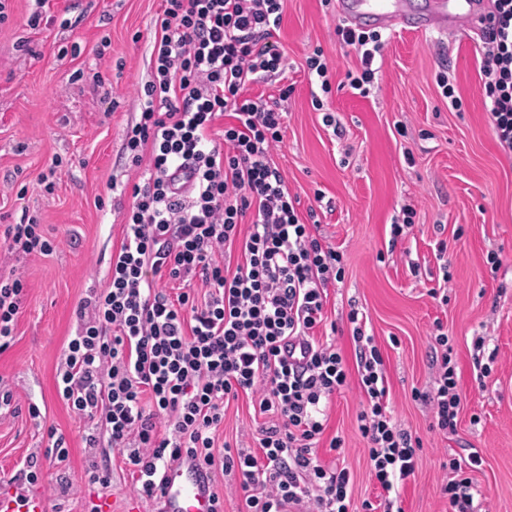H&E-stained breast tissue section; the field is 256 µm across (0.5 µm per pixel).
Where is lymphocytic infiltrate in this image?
Returning a JSON list of instances; mask_svg holds the SVG:
<instances>
[{
	"label": "lymphocytic infiltrate",
	"mask_w": 512,
	"mask_h": 512,
	"mask_svg": "<svg viewBox=\"0 0 512 512\" xmlns=\"http://www.w3.org/2000/svg\"><path fill=\"white\" fill-rule=\"evenodd\" d=\"M283 0H165L154 21L151 78L140 95L125 149L147 166L133 185L123 238L105 288L75 311L56 385L87 419L90 482L109 487L98 456L117 451L140 496L155 498L165 468L188 456L213 474L236 473L242 512H352L348 469L327 467L317 453L324 406L348 387L334 345L319 342L330 286L343 277V256L304 223L273 152L282 141L289 87L246 97L248 82L280 73L269 42ZM480 72L489 123L512 160V0H493ZM360 67L350 89L368 96L382 36L337 25ZM221 134H214L217 119ZM183 283L173 295L157 277ZM24 292L20 274L0 275V348L12 338ZM362 409L358 429L384 492L414 475L419 437L395 425L384 360L366 320L351 310ZM432 386L414 396L430 408L443 435L457 432L461 406L454 349L443 324ZM257 398L272 422L260 431V455L217 444L224 405ZM479 453L449 459L442 488L449 512H472L469 467Z\"/></svg>",
	"instance_id": "obj_1"
}]
</instances>
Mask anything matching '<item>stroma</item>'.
<instances>
[{
  "mask_svg": "<svg viewBox=\"0 0 512 512\" xmlns=\"http://www.w3.org/2000/svg\"><path fill=\"white\" fill-rule=\"evenodd\" d=\"M163 0H10L0 24V236L22 218L40 224L52 245L47 254L7 249L0 240V272L18 270L26 285L13 339L0 350V381L14 393L0 408V498L40 496L44 512H155L141 498L126 465L111 458V485L89 483L85 469L87 421L58 396L56 375L75 310L106 285L113 251L122 238L123 212L113 181H139L124 151L126 129L140 111L138 89L150 78L153 19ZM40 12L38 27L28 19ZM343 18L331 0H284L272 43L283 71L249 84L251 96L293 92L283 141L273 159L301 210L315 208L319 234L344 257V281L329 288L318 338H333L348 367H355L350 310L367 317L385 360L394 422L422 442L414 476L400 489L402 512H448L441 492L448 459L479 452L472 473L474 512H512V161L500 152L488 122L480 76V31L399 27L382 31L378 72L368 96L343 87L357 55L336 34ZM322 49L333 89L323 109L312 104L306 59ZM447 74L460 108L443 98L438 74ZM335 115L344 131L325 124ZM53 190H46L44 177ZM323 201H315V193ZM416 212L411 235L391 244L390 230L405 208ZM448 243L440 263L439 241ZM502 267L491 274L488 252ZM454 286L447 302L433 299L443 274ZM442 322L456 353L462 407L457 432L433 429L428 409L412 397L429 388L434 345L429 334ZM484 338L495 359L484 383L474 378L475 341ZM240 396L224 413L220 440L255 448L268 416ZM356 385L327 405V438L320 443L330 467L347 468L355 483L354 510L379 504L367 444L357 423ZM70 450L65 464L46 457L49 431ZM41 458L43 478L17 481L21 461ZM67 494L56 491L57 479Z\"/></svg>",
  "mask_w": 512,
  "mask_h": 512,
  "instance_id": "35a3bbf8",
  "label": "stroma"
}]
</instances>
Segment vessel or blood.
I'll return each mask as SVG.
<instances>
[{"label":"vessel or blood","instance_id":"1","mask_svg":"<svg viewBox=\"0 0 512 512\" xmlns=\"http://www.w3.org/2000/svg\"><path fill=\"white\" fill-rule=\"evenodd\" d=\"M366 0H336V10L353 25L370 22L383 28H394L399 17L393 10L394 0H375L372 11H364ZM471 0H433L427 13L416 18L417 26L439 31L446 30L449 19L474 26L470 14ZM213 475L198 466L190 457L166 467L159 491L160 512H212ZM0 512H42L38 496L18 494L0 499Z\"/></svg>","mask_w":512,"mask_h":512}]
</instances>
